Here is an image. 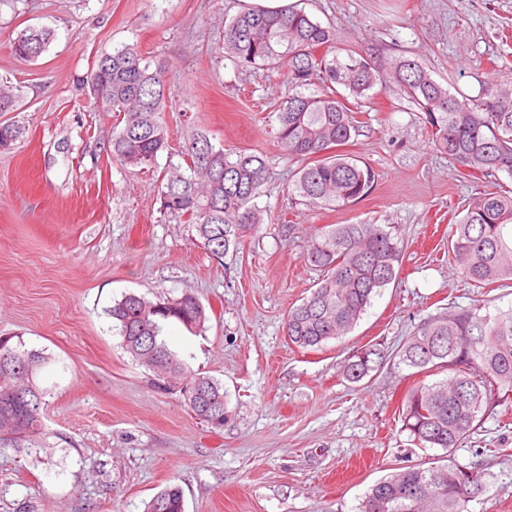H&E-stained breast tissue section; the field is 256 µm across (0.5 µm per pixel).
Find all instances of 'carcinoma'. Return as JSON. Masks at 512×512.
Here are the masks:
<instances>
[{
    "label": "carcinoma",
    "instance_id": "obj_1",
    "mask_svg": "<svg viewBox=\"0 0 512 512\" xmlns=\"http://www.w3.org/2000/svg\"><path fill=\"white\" fill-rule=\"evenodd\" d=\"M54 38L49 28L28 27L12 39L11 51L35 60ZM222 50L241 69H286L288 94L275 112L274 135L284 155L301 161L293 192L309 208L348 207L372 189L374 172L339 148L356 134V115L387 79L424 112L438 151L472 176L512 177V85L489 84L475 96L453 94L421 62L404 55L383 69L363 53L339 46L333 26L295 6L240 12L224 24ZM165 73L164 64L147 61L135 44L97 59L94 104L115 118L111 154L125 167L153 168L167 146L162 112L173 92ZM19 99L18 87L0 83V112L15 111ZM22 134L21 127L0 123V144L13 146ZM180 157L165 168L161 208L192 225L203 248L221 259L263 223L257 199L269 167L260 155L215 146L197 128L188 131ZM401 254V239L387 224L322 227L305 255L322 278L288 311V343L314 350L351 333L374 297L396 278ZM448 256L476 288L512 283V195L484 192L466 200L448 240ZM480 311L474 306L428 319L393 355L379 344H366L352 351L342 377L358 383L391 356L416 375L440 376L407 392L403 428L417 447L450 455L477 431L494 398L512 397V310ZM106 314L125 352L157 380L195 385L181 397L199 419L207 423L226 412L224 384L193 371L162 338L171 323L192 334L203 331L208 316L194 295L153 300L130 292ZM49 362L43 351L0 336V441L23 449L44 435L48 391L38 375ZM486 489L481 474L451 460L409 466L372 485L358 512H467L468 503ZM145 512H185L181 487H165Z\"/></svg>",
    "mask_w": 512,
    "mask_h": 512
}]
</instances>
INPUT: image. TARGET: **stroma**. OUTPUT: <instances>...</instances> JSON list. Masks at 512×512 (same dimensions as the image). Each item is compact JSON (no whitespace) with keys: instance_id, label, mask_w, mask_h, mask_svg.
<instances>
[{"instance_id":"obj_1","label":"stroma","mask_w":512,"mask_h":512,"mask_svg":"<svg viewBox=\"0 0 512 512\" xmlns=\"http://www.w3.org/2000/svg\"><path fill=\"white\" fill-rule=\"evenodd\" d=\"M333 25L338 42L386 63L417 58L440 82L474 95L512 85V0H288ZM245 0H5L0 78L18 85L17 111L0 122L24 130L0 152V336L52 358L47 389L50 462L0 443V512H144L171 484L185 512H357L382 476L424 463L403 429L402 399L415 379L395 361L359 383L343 379L353 348L395 350L427 318L474 300L512 308V284L473 287L448 261L458 208L512 177L475 179L432 145L425 115L389 81L360 114L348 156L375 173L349 207L309 209L291 192L298 162L283 155L272 116L286 95L278 73L221 58L224 23ZM56 39L38 60L8 43L28 26ZM138 43L166 66L168 147L157 167L113 160L111 113L96 111L90 75L101 52ZM196 127L212 143L264 156L272 176L258 200L264 222L224 259L210 257L191 225L160 204L163 169ZM328 224H387L403 241L394 281L355 329L319 351L290 346L288 311L318 278L304 260ZM193 294L209 316L192 335L164 338L192 369L224 385L222 428L201 422L178 393L121 348L107 308L123 294ZM478 469L487 491L468 512H512V398L493 402L453 454Z\"/></svg>"}]
</instances>
